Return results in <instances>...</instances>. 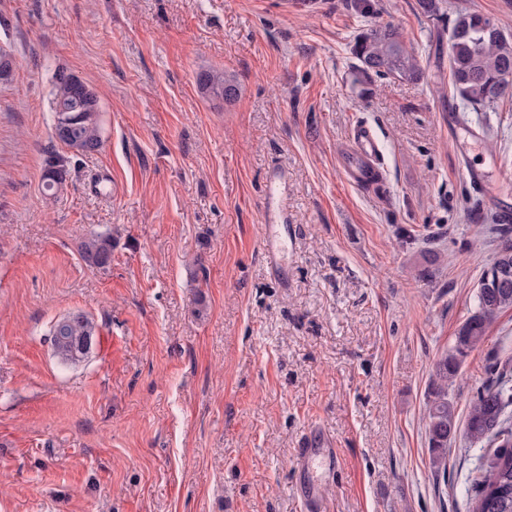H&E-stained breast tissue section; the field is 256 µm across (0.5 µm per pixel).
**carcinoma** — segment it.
I'll return each instance as SVG.
<instances>
[{"label": "carcinoma", "instance_id": "1", "mask_svg": "<svg viewBox=\"0 0 512 512\" xmlns=\"http://www.w3.org/2000/svg\"><path fill=\"white\" fill-rule=\"evenodd\" d=\"M353 54L361 77L370 74L416 80L418 60L403 36L389 25L372 24L357 36ZM448 67L453 93L464 112H493L499 102L512 98V39L492 18L477 11L457 12L449 31ZM202 92L231 102L238 97L235 79L220 71H203L197 77ZM53 135L66 147L87 155L102 145V125L96 91L78 77L59 71L52 92ZM63 166L48 163L42 176L43 190L54 195L66 181ZM504 242L491 268L479 280L475 310L458 332L454 346L436 362L437 388L428 410V443L437 471H448V442L455 437V417L448 402V380L468 354L481 343L486 325L512 307V238L503 230ZM82 256L89 264L106 268L112 261V241L95 236L84 242ZM49 336L56 357L76 364L85 357L80 346L95 336V324L86 314L65 322L55 321ZM512 378L501 374L477 388L465 423V435L473 444L502 440L499 450L479 476L466 486L472 512H512Z\"/></svg>", "mask_w": 512, "mask_h": 512}]
</instances>
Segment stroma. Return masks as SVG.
Returning a JSON list of instances; mask_svg holds the SVG:
<instances>
[{
  "label": "stroma",
  "instance_id": "35a3bbf8",
  "mask_svg": "<svg viewBox=\"0 0 512 512\" xmlns=\"http://www.w3.org/2000/svg\"><path fill=\"white\" fill-rule=\"evenodd\" d=\"M444 3L432 19L375 0L422 76L358 82L351 0H0V512H306L296 453L313 426L340 457L323 512H469L465 481L494 448L463 430L489 367L512 371V308L448 382L444 480L427 413L502 240L462 166L512 175V99L450 130L448 31L467 8L512 35V0ZM60 70L98 93L97 152L52 136ZM205 70L238 98L203 94ZM360 123L382 146L368 188L343 170ZM52 155L68 175L50 196ZM275 171L284 280L261 247ZM96 235L105 269L81 256ZM77 312L96 339L66 365L48 333ZM202 92L225 102L234 101L238 97L239 85L232 76L220 71H203L197 77ZM82 256L89 264L106 268L112 261V241L108 237L95 236L84 242Z\"/></svg>",
  "mask_w": 512,
  "mask_h": 512
}]
</instances>
